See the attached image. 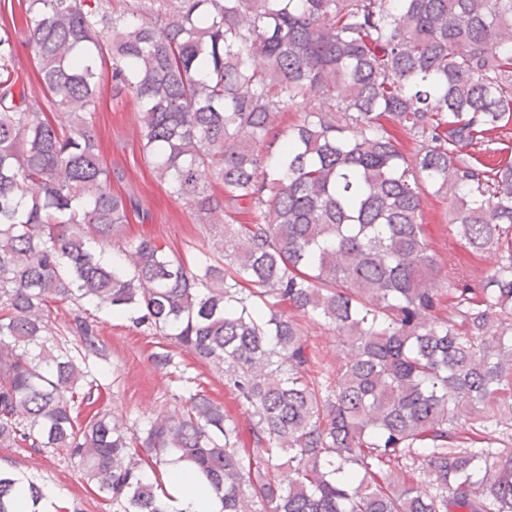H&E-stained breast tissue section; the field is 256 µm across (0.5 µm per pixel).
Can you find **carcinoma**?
I'll return each instance as SVG.
<instances>
[{
    "mask_svg": "<svg viewBox=\"0 0 512 512\" xmlns=\"http://www.w3.org/2000/svg\"><path fill=\"white\" fill-rule=\"evenodd\" d=\"M123 2L25 0L0 27V447L69 460L112 512H168L172 462L222 512H512V161L486 157L512 124V0ZM20 33L48 115L17 87ZM106 69L156 179L222 228L193 264L126 234ZM99 312L223 373L249 439L167 349L177 409L79 421L110 391ZM302 317L351 351L335 370ZM20 495L0 466V512ZM422 218L438 251V258L448 264V205L442 200L429 197Z\"/></svg>",
    "mask_w": 512,
    "mask_h": 512,
    "instance_id": "1",
    "label": "carcinoma"
}]
</instances>
